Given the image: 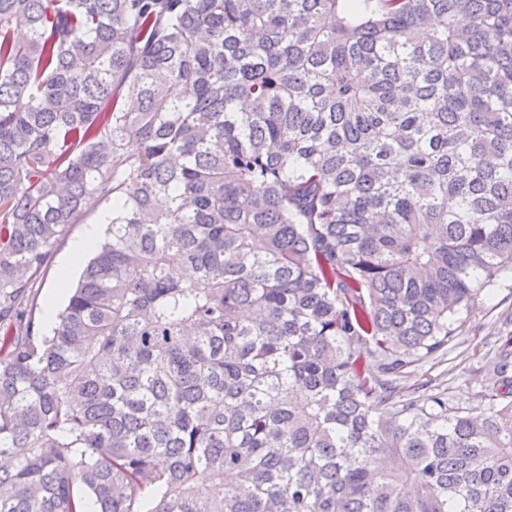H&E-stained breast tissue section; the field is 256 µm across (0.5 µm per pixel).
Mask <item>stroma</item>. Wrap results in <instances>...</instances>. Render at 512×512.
Returning <instances> with one entry per match:
<instances>
[{
	"label": "stroma",
	"mask_w": 512,
	"mask_h": 512,
	"mask_svg": "<svg viewBox=\"0 0 512 512\" xmlns=\"http://www.w3.org/2000/svg\"><path fill=\"white\" fill-rule=\"evenodd\" d=\"M100 207L91 208L81 223L70 225L56 246L51 265L34 298L37 322H45V309L51 288L56 287L61 268L72 246L97 223ZM512 336V280L500 282L490 300L466 316L457 338L439 358L420 361L400 380L404 391L426 385L447 392L452 404L479 406L484 393L500 387L501 375L492 360L506 337Z\"/></svg>",
	"instance_id": "1"
}]
</instances>
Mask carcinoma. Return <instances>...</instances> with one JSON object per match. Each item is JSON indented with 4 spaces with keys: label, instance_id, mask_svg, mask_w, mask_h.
Here are the masks:
<instances>
[{
    "label": "carcinoma",
    "instance_id": "carcinoma-1",
    "mask_svg": "<svg viewBox=\"0 0 512 512\" xmlns=\"http://www.w3.org/2000/svg\"><path fill=\"white\" fill-rule=\"evenodd\" d=\"M509 274L512 0H0V512H512L393 378ZM110 205L111 202H103L91 208L81 223L69 226L64 237L55 247L51 265L42 280V284L40 288H35L37 291L34 298V314L44 333L49 334L52 327V325H49L46 321L45 309L51 288H56L62 265L67 260L74 243L84 236L87 229H89L92 224L96 225L89 230L85 238L76 242L73 246L70 264L72 266L80 264L84 257L94 248L100 228L106 226L108 223L107 217L109 214H105L102 216L99 222L100 224H97L99 214L102 210L109 208ZM67 284L68 273L64 271L59 278L58 288L56 290H64Z\"/></svg>",
    "mask_w": 512,
    "mask_h": 512
}]
</instances>
